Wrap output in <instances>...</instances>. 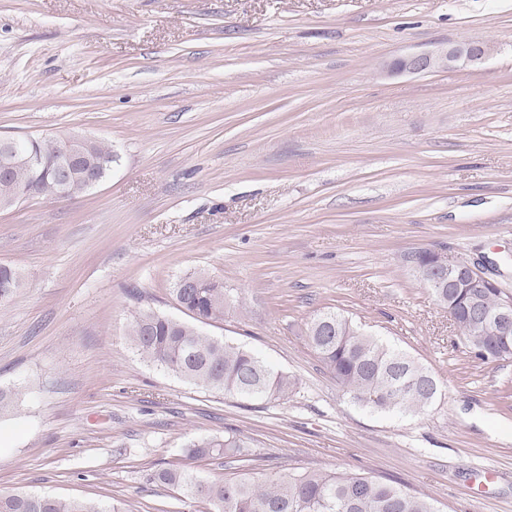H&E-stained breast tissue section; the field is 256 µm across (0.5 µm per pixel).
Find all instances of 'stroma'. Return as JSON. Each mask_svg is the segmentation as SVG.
<instances>
[{"mask_svg":"<svg viewBox=\"0 0 512 512\" xmlns=\"http://www.w3.org/2000/svg\"><path fill=\"white\" fill-rule=\"evenodd\" d=\"M473 40L482 64L388 74ZM78 134L118 159L72 199L0 211V493L118 512H206L150 483L198 439H249L254 473L349 470L512 512V359L470 357L404 261L485 257L512 293V0H0V137ZM203 271L228 306L203 334L293 376L284 401L184 383L131 347L139 310L182 318ZM342 314L431 369L417 415L353 404L309 345Z\"/></svg>","mask_w":512,"mask_h":512,"instance_id":"stroma-1","label":"stroma"}]
</instances>
